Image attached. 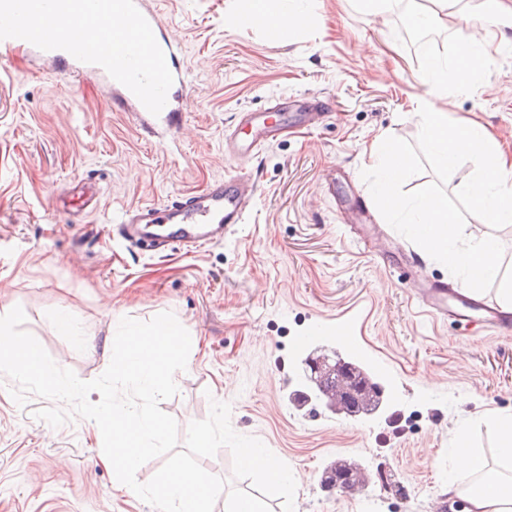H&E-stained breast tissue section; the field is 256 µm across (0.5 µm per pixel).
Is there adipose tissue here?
Segmentation results:
<instances>
[{
  "instance_id": "adipose-tissue-1",
  "label": "adipose tissue",
  "mask_w": 512,
  "mask_h": 512,
  "mask_svg": "<svg viewBox=\"0 0 512 512\" xmlns=\"http://www.w3.org/2000/svg\"><path fill=\"white\" fill-rule=\"evenodd\" d=\"M462 26L458 41L461 48L450 61L430 65L422 78L429 102L420 120L423 142L429 153L444 165L468 156L480 165L477 181L471 187L475 205L489 224L512 223V161L498 144L478 125L460 127L448 120L447 112L436 102L448 91L449 75L460 84L478 76L488 51L476 46V33L503 32L512 23V11L503 0H478L467 12L459 14ZM234 24L255 23L273 27L276 32L305 24V13L294 0H245L243 8L231 14ZM497 428V454L507 463L504 471L492 469L486 457L474 450L467 432H460L455 466L448 476L449 491L461 499L458 512H512V415L500 417Z\"/></svg>"
}]
</instances>
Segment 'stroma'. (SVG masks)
<instances>
[{
  "mask_svg": "<svg viewBox=\"0 0 512 512\" xmlns=\"http://www.w3.org/2000/svg\"><path fill=\"white\" fill-rule=\"evenodd\" d=\"M179 48L190 87L165 125L113 109L94 74L18 52L0 70V312L21 306L54 362L82 380L108 366L102 344L122 318L173 313L199 341L178 393L161 404L179 430L231 406V425L260 439L296 476L294 512H431L447 503L459 428L494 452L491 420L512 414V331H465L422 312L407 259L422 276L447 269L384 224L361 172L378 134L415 142L427 62L395 34L396 18L358 0H305L304 28L270 37L230 25L238 0H147ZM489 64L438 105L451 122L482 124L512 154V44L491 41ZM492 84L494 94L483 91ZM262 131L259 155L224 153L239 115ZM248 174L258 187L244 223L223 241L151 255L113 230L131 207L203 193ZM71 315L80 334L55 333ZM347 326L348 337L294 347L299 336ZM367 367L387 401L351 418L302 390L310 352ZM0 375V512H156L110 496L91 420L58 428L18 405ZM339 458L370 476L327 491Z\"/></svg>",
  "mask_w": 512,
  "mask_h": 512,
  "instance_id": "1",
  "label": "stroma"
}]
</instances>
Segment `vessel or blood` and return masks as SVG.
I'll return each mask as SVG.
<instances>
[{
	"instance_id": "vessel-or-blood-1",
	"label": "vessel or blood",
	"mask_w": 512,
	"mask_h": 512,
	"mask_svg": "<svg viewBox=\"0 0 512 512\" xmlns=\"http://www.w3.org/2000/svg\"><path fill=\"white\" fill-rule=\"evenodd\" d=\"M134 3L149 22L165 53L174 76V87L187 90V74L179 63L176 43L164 33L158 14L146 5L145 0H134ZM252 192L249 176L219 179L198 197L129 208L123 214L119 228L139 249L150 253H161L174 245L192 248L215 243L223 240L226 231L242 223ZM415 294L434 315L451 319L465 330L475 323L488 329L512 325V313L487 299H472L464 291L442 281L422 283Z\"/></svg>"
}]
</instances>
